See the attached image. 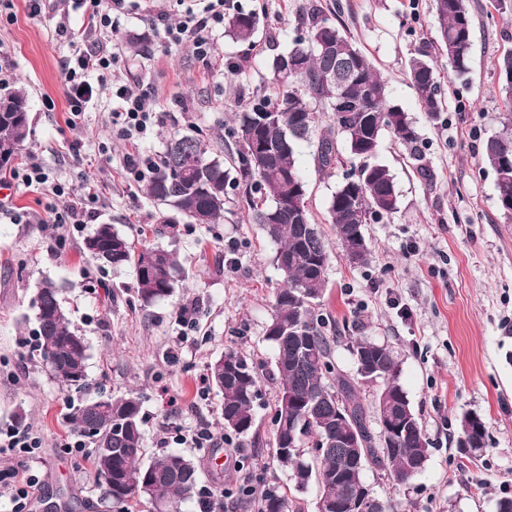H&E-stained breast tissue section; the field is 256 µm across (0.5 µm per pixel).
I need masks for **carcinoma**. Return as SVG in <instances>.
<instances>
[{"instance_id": "cac0c4a2", "label": "carcinoma", "mask_w": 512, "mask_h": 512, "mask_svg": "<svg viewBox=\"0 0 512 512\" xmlns=\"http://www.w3.org/2000/svg\"><path fill=\"white\" fill-rule=\"evenodd\" d=\"M225 21L232 40L249 43L259 16L233 3ZM431 14L437 22L434 42L445 55L455 75L470 69L473 20L466 0H432ZM305 35L291 48L270 60L274 96L253 98L234 116L231 139L234 150L229 162L213 155L211 146L195 134L172 140L145 181V194L166 206L172 216H163L170 233L180 223L218 224L224 220L228 191L245 197L252 220L263 226L276 245L274 263L282 276L276 289L265 340L275 351L278 392L274 404V457L291 473L297 490L316 480L318 497L345 503L351 485L364 481V473L348 464L354 449L343 448L344 426L336 421V410L350 412V427L365 441L360 448L363 465L407 482L419 475L430 458V443L415 414L407 392L398 382L399 368L391 351L370 336L351 342L350 353L356 375L336 371L335 339L326 333V319L318 305L328 285V240L310 223L306 181L298 166L302 144L315 148L317 172L343 163L338 145L345 146L351 167L328 199V217L336 246L349 264L368 262L364 225L390 218L398 212L399 198L387 166L376 160L383 135L393 134L409 150L416 171L431 179L424 163L415 121L391 101L385 81L371 59L339 24L312 7L302 19ZM500 92L512 104V54L499 62ZM408 71L416 98L427 117L436 120L445 111V91L437 77L431 54L415 51ZM353 101L347 116L336 108L339 98ZM30 109L27 93L14 86L0 87V173L12 169L30 130L31 119L18 117L17 110ZM329 113L330 123L317 124L319 111ZM499 132L483 146V159L496 174L497 203L512 201V112L505 113ZM288 213L276 219L271 214L283 201ZM98 241L110 260L102 266L120 269L134 266L136 296L143 307L171 296L183 280L175 253L159 246L135 250L128 238L111 224H101L89 236ZM62 289L45 281L33 299L35 346L51 376L69 391L85 395L90 388L87 370L88 346L71 344L78 330L64 309ZM377 363L378 384L374 420L367 419L361 401L362 372L369 360ZM208 380L220 395L224 430L247 437L255 425L254 408L259 396L255 366L234 350L224 352L208 366ZM106 410H97L98 401ZM141 398L131 392L123 396L81 399L70 416L72 432L92 443V465L103 500L118 512H129L130 502L147 499L165 512H181L183 502L200 491V464L181 454L148 455L142 431ZM395 421L410 420L414 431L402 436L397 448L382 445V413ZM486 425L478 415L462 416L455 444L460 457L473 463L485 448ZM323 448L320 455L311 449ZM149 474L151 480L133 494L128 483ZM259 512H290L288 494L268 488L260 498Z\"/></svg>"}]
</instances>
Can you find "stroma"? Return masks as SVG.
I'll return each instance as SVG.
<instances>
[{
    "label": "stroma",
    "instance_id": "35a3bbf8",
    "mask_svg": "<svg viewBox=\"0 0 512 512\" xmlns=\"http://www.w3.org/2000/svg\"><path fill=\"white\" fill-rule=\"evenodd\" d=\"M374 61L392 98L416 121L434 179L415 171L408 150L384 134L378 159L394 176L399 210L365 227L369 262L353 266L331 248L328 286L319 307L341 339L333 357L346 373L355 366L347 337L366 334L388 345L431 444L424 471L401 484L369 469L364 478L397 512H495L512 496V217L497 205L496 175L482 147L506 112L499 91L498 61L512 48V0H468L473 18L470 72L455 78L447 60L439 70L447 107L438 120L420 109L407 61L431 39V0H238L260 16L254 44H239L215 26L214 51L197 55L192 44L167 42L152 20L170 23L202 12L207 0H129L121 18L122 72L132 90H153L156 122L137 145L117 138L112 113L118 103L110 80L89 74L85 110L70 125L64 71L71 48L56 33L77 28L82 16L57 0L53 13L32 16L27 0H13L0 19V71L22 86L32 105L31 132L19 162L40 163L75 192L94 185L98 203L84 224L47 223L46 207L65 198L34 188L12 189L0 198V428L25 425L40 434L38 459L0 453V471L34 476L27 512H109L89 460L66 448L65 422L76 393L44 370L34 350L31 301L43 279L66 287L65 308L90 346L93 393L139 392L149 454L185 452L176 427L205 424L221 432L220 398L207 367L227 350L258 366L260 405L250 437L240 448L222 447L217 458L198 457L224 480V512H257V491H286L293 512H313L318 489L295 490L289 471L273 456L274 350L264 338L281 275L275 247L250 221L238 192L220 224L180 225L160 231V207L124 169L132 148L158 157L174 135L200 132L214 152H226L225 124L256 95H271L269 62L291 46L310 7L333 16ZM137 48H130L131 37ZM300 164L314 223L330 231L327 201L344 167L316 173L310 150ZM111 224L134 244L175 251L187 277L165 301L141 307L134 297L135 272L100 268L84 240L97 225ZM64 236V247L54 240ZM189 308L194 325L181 330L176 314ZM475 413L486 423L487 446L477 463L455 447L460 417ZM251 475L254 495L237 484Z\"/></svg>",
    "mask_w": 512,
    "mask_h": 512
}]
</instances>
